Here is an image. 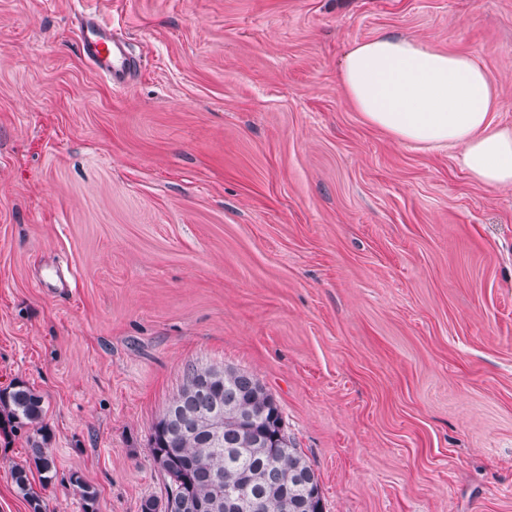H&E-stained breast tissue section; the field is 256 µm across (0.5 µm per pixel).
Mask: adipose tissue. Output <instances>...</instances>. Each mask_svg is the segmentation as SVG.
<instances>
[{
	"label": "adipose tissue",
	"instance_id": "obj_1",
	"mask_svg": "<svg viewBox=\"0 0 512 512\" xmlns=\"http://www.w3.org/2000/svg\"><path fill=\"white\" fill-rule=\"evenodd\" d=\"M339 79L369 125L402 143L458 147L473 180L512 185V128L493 124L496 89L473 58L380 35L353 46Z\"/></svg>",
	"mask_w": 512,
	"mask_h": 512
}]
</instances>
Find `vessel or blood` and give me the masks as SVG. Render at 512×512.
<instances>
[{"mask_svg":"<svg viewBox=\"0 0 512 512\" xmlns=\"http://www.w3.org/2000/svg\"><path fill=\"white\" fill-rule=\"evenodd\" d=\"M77 43L82 56L100 76L117 86L128 82L136 61L128 42L117 37L103 17L86 15L78 29Z\"/></svg>","mask_w":512,"mask_h":512,"instance_id":"1","label":"vessel or blood"}]
</instances>
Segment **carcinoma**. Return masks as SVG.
<instances>
[{
    "label": "carcinoma",
    "mask_w": 512,
    "mask_h": 512,
    "mask_svg": "<svg viewBox=\"0 0 512 512\" xmlns=\"http://www.w3.org/2000/svg\"><path fill=\"white\" fill-rule=\"evenodd\" d=\"M42 415V397L24 382L0 390V422L32 432L28 459L11 468L31 512H44L45 506L30 475L38 473L44 483L57 476ZM150 453L166 480L165 496L143 499L140 512H171L187 495L221 500L225 484L240 482L261 501L260 512H323L314 469L285 432L271 393L246 371L188 366L182 387L153 429ZM69 482L79 492L83 512H97L96 489L77 472Z\"/></svg>",
    "instance_id": "carcinoma-1"
}]
</instances>
